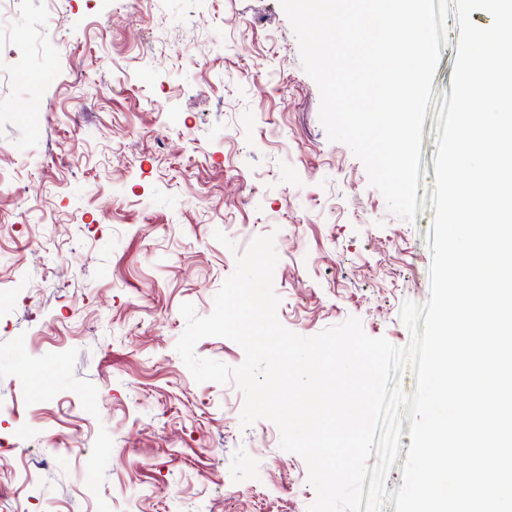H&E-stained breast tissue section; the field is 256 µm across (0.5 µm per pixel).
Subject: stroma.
<instances>
[{
    "instance_id": "stroma-1",
    "label": "stroma",
    "mask_w": 512,
    "mask_h": 512,
    "mask_svg": "<svg viewBox=\"0 0 512 512\" xmlns=\"http://www.w3.org/2000/svg\"><path fill=\"white\" fill-rule=\"evenodd\" d=\"M418 197L434 189L436 114ZM280 0H11L0 9V512H308L316 493L232 384L175 350L234 249L274 234L277 317L411 340L434 211L389 212L329 140Z\"/></svg>"
}]
</instances>
